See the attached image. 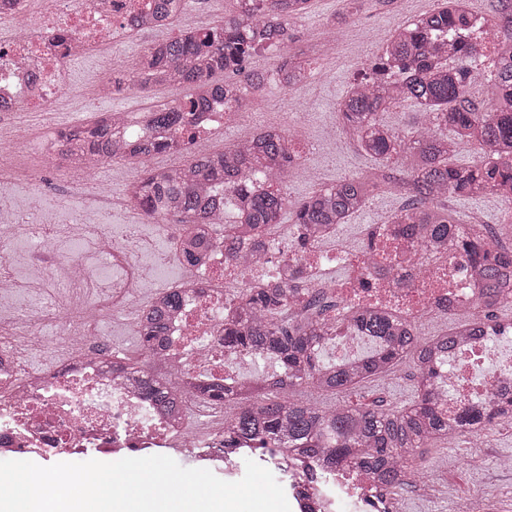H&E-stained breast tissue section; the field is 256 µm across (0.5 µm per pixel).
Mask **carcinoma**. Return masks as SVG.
Instances as JSON below:
<instances>
[{"label": "carcinoma", "mask_w": 512, "mask_h": 512, "mask_svg": "<svg viewBox=\"0 0 512 512\" xmlns=\"http://www.w3.org/2000/svg\"><path fill=\"white\" fill-rule=\"evenodd\" d=\"M310 0H225L224 20L215 26L186 28L171 39L146 48L129 67L112 69V84L140 91L161 86H182L180 100L142 113L145 127L170 131L164 141L148 135L131 144L120 140L121 119L103 117L65 133L63 159L71 168L97 159L130 162L188 150L194 130L205 112L223 105L236 112L260 100L247 92L246 83L262 79L246 69L256 52L291 41L292 24L307 12ZM189 0H155L154 11L175 19ZM487 34L502 33L491 64V74L479 69L482 57L475 25ZM309 62L291 54L279 67L284 89L291 92L307 80ZM402 81L392 88L379 83L390 76ZM490 79L495 98L487 105L471 94L474 84ZM408 102L423 121L406 137L382 120L383 113ZM338 125L349 132L358 150L375 160H389L405 150L417 155L409 176L414 200L391 216L405 225L406 236L425 250L467 227L475 242L459 256L482 269L491 301L462 325L475 336L492 321L496 309H512V298L499 299V283L512 265V251L487 242L485 225L465 226L440 205L448 196L475 200L487 195L512 197V0H495L493 18L476 17L461 0H446L418 17L381 47L341 101ZM448 129L449 135L438 133ZM476 142L482 159L450 164L458 144ZM300 155L288 139L265 136L224 148L200 150L178 166H157L143 172L127 188L144 217L153 224L173 221L187 231L182 258L192 263L209 245L208 227L223 224L227 207L235 214L224 224L229 258L265 247L268 233L284 219L292 221L297 246L315 244V231L346 224L362 210L385 181L374 174L356 173L292 201L281 189L295 171ZM300 283L273 288L250 287L236 295L242 316L224 328V343L279 363V380L238 391L237 411L224 415V447L251 442L254 449L290 448L316 460L331 454L328 463H352L388 489L406 484L408 469L418 464L419 450L453 435L466 436L494 416H512V394L498 398L491 413H474L448 419L436 408V372L429 355L442 354L460 339L455 332L422 339L416 329L375 310L358 309L339 319L348 330L372 336L379 350L358 365L325 364L318 345L328 335L326 309L304 300ZM180 293L173 289L152 307L138 327L145 358L127 360V368L141 375L150 395L166 400L172 391L171 374L156 363L151 350L164 341L166 321L179 307ZM409 357L416 369L415 399L395 408H375L340 403L321 408L297 397L305 388L345 395L364 381L389 372Z\"/></svg>", "instance_id": "obj_1"}]
</instances>
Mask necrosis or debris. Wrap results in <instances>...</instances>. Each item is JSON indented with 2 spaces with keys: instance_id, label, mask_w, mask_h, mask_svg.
Instances as JSON below:
<instances>
[{
  "instance_id": "1",
  "label": "necrosis or debris",
  "mask_w": 512,
  "mask_h": 512,
  "mask_svg": "<svg viewBox=\"0 0 512 512\" xmlns=\"http://www.w3.org/2000/svg\"><path fill=\"white\" fill-rule=\"evenodd\" d=\"M116 0H0V311L12 314L0 326V459L37 456L50 463L81 462L93 453L140 458L174 449L186 468L201 462L241 467L245 453L224 446V404L199 395L200 387L251 381L252 354L225 345L224 325L238 309L232 298L259 278L292 279L305 271L313 298L344 314L354 305L375 306L394 318L419 324L435 316L473 311L487 302L477 267L451 258L450 248L428 251L396 245L400 227H375L373 250L295 255L283 242L265 253L255 272L226 259L222 239H213L200 268L178 285L182 303L169 317L159 349L183 394L163 404L147 394L138 377L120 372L122 356L105 351L103 317L140 322L150 309L138 294L152 243L140 238L118 246L102 221L110 195L83 208L12 207L16 186L42 192L36 169L19 170V149L41 162H57L60 131L33 139L22 112L57 108L76 89L71 60L124 42L128 17ZM347 278L334 285L330 274ZM48 291L47 304L29 305L30 291ZM62 348L51 364L31 369V354L47 345ZM512 390V327L491 323L478 337L449 350L437 383V404L449 418L470 408L488 411L496 395ZM295 512H397L386 487L354 467L317 470L273 450L267 464Z\"/></svg>"
}]
</instances>
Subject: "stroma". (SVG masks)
<instances>
[{
    "mask_svg": "<svg viewBox=\"0 0 512 512\" xmlns=\"http://www.w3.org/2000/svg\"><path fill=\"white\" fill-rule=\"evenodd\" d=\"M439 3L440 0H392L391 4L385 5L381 0H358L352 7L347 0H310L308 14L296 21L293 27L290 49L311 52L312 81L293 92L285 91L277 84H269L264 101L253 107L254 112L266 113L271 122L284 121L295 125L297 138L310 146L302 157L304 175L294 179L288 187L292 197L307 196L343 176L376 167L373 161L359 152L351 139L337 132L336 104L358 77L363 65L379 50L378 42L368 37L370 31L394 30L433 11ZM193 16L207 26L220 23L224 17V4L222 0H190L186 15L176 19L167 29H143L111 51L80 62L78 70L84 76L101 77L111 72L119 62L136 58L151 42L178 35ZM333 24L343 29V43L337 44L332 54L316 53V46ZM184 94V89L178 86L146 92L131 90L109 99L91 94L83 99V111L62 115L60 121L74 125L93 121L113 111L141 112L151 106L183 98ZM415 161V155L407 152L381 168L389 180L388 185L353 215L348 224L342 225L339 230L341 237L359 247H366L369 227L387 223L391 215L408 201V173ZM448 209L460 223L487 225L499 245L512 249V236L499 222L500 217L512 211L511 198H452L448 201ZM414 376L413 362L402 360L385 376L371 379L358 390L348 393L345 400L353 405L382 408L406 405L414 395ZM481 451L489 463L483 481L504 493V512H512V474L498 473L494 467L496 460L512 458V433L496 432L482 438ZM464 457L465 449L461 446L451 448L440 444L427 449L424 455L425 477L433 492L423 500L409 487L395 489L393 496L400 512H448L449 496L475 490L479 480L471 475Z\"/></svg>",
    "mask_w": 512,
    "mask_h": 512,
    "instance_id": "stroma-1",
    "label": "stroma"
}]
</instances>
